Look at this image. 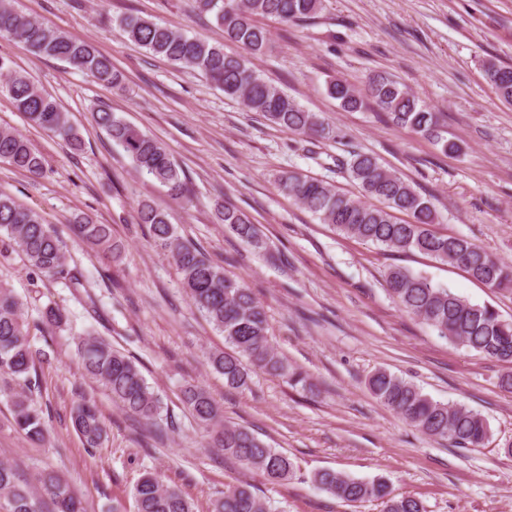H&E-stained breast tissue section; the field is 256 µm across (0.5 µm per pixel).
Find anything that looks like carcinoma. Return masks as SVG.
Returning <instances> with one entry per match:
<instances>
[{
	"label": "carcinoma",
	"instance_id": "obj_1",
	"mask_svg": "<svg viewBox=\"0 0 512 512\" xmlns=\"http://www.w3.org/2000/svg\"><path fill=\"white\" fill-rule=\"evenodd\" d=\"M195 3L200 13L212 15L224 31V38L239 43L246 55H228L220 43L188 36L152 18L124 14L112 22L147 53L197 72L224 96L239 100L248 111L261 114L280 130L315 139L333 137L329 124L318 114L305 110L287 92L265 81L254 64V59L264 53L270 42L268 30L256 18L273 17L283 22L312 19L322 9V0H195ZM0 35L18 42L39 58L63 60L100 84L114 87L124 83V74L92 45L45 27L18 12L11 0H0ZM482 70L498 97L511 105L512 67L487 59L482 61ZM0 75L7 76L0 89L30 122L72 149H81L82 141L67 114L27 74L14 70L10 60L0 57ZM326 89L344 109H357L364 99L370 98L394 125L440 144L446 153L459 150V145L446 136L437 114L421 106L414 95L386 75L370 77L362 95L349 83L335 78L327 81ZM94 120L123 149L139 174L159 182L174 199H190L188 177L161 142L110 109L98 110ZM0 162L32 175L42 174L45 167L43 156L23 135L10 128H0ZM342 165L364 195L378 199L382 206L368 205L322 180L294 172L280 175L278 187L343 235L391 251H418L464 268L489 288L512 291V265L465 237L434 233L430 226L436 222V210L410 182L369 153L353 152ZM395 211L407 213L411 221L403 224L395 221ZM217 217L254 249H267V242L242 210L224 206L218 210ZM138 223L149 227L157 250L172 258L195 308L224 335L226 350L210 353L209 364L224 376L226 386H248L256 369L285 377L293 385L306 383L302 374L290 371L288 364L274 352L265 307L244 281L226 274L223 267L211 262L198 247L180 236L166 214L151 203H140ZM77 228L81 237L105 256H119L121 246L112 237L110 225L84 217ZM0 242L20 253L36 277L80 284L75 269L67 262L61 241L42 214L17 205L3 193H0ZM386 285L402 310L433 327L449 342L512 364V321L502 319L494 307L473 304L405 267L390 269ZM66 321L65 310L58 306H48L41 312L40 324L44 328H59ZM77 352L85 374L105 387L112 401L124 411L154 424L155 436L166 433V428L157 425L162 402L129 356L113 348L109 341L91 336L78 339ZM38 355L40 351L32 344L22 301L12 288L0 281V378L11 397L15 428L40 444L45 440L46 427L33 399L32 388L36 384L31 378ZM367 387L384 406L430 437L446 440L457 448H480L489 440V425L479 412L436 401L387 369L380 368L370 374ZM182 401L197 423L211 433L209 448L215 453L236 459L272 483L293 478L295 467L290 457L265 443L250 428L224 422L221 406L207 390L189 385L183 390ZM70 418L84 447H102L107 428L95 403L87 400L77 403ZM37 483L38 486L32 487L20 482L11 466L0 463V512H44L46 507L51 512H88L84 502L56 472L40 475ZM310 483L348 504L376 501L382 512H426L422 501L394 494L382 478L363 480L321 469L311 475ZM133 497L136 512H193L191 503L178 487L163 483L152 472L141 476L134 486ZM211 512H267V507L250 483L241 482L225 488L212 501Z\"/></svg>",
	"mask_w": 512,
	"mask_h": 512
}]
</instances>
